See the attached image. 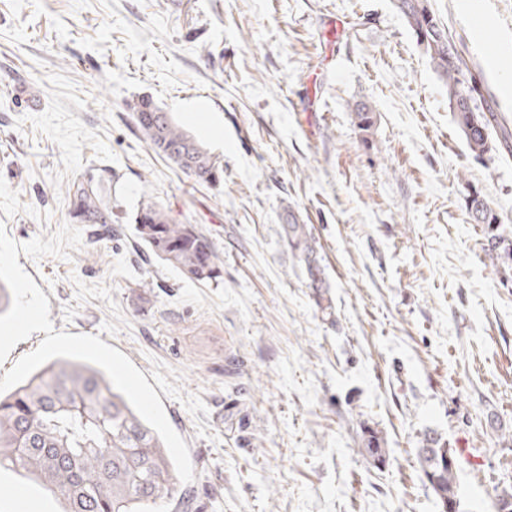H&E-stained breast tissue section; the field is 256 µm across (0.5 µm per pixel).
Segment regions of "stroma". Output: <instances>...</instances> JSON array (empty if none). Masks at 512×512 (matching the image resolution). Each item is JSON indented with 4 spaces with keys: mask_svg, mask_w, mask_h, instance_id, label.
<instances>
[{
    "mask_svg": "<svg viewBox=\"0 0 512 512\" xmlns=\"http://www.w3.org/2000/svg\"><path fill=\"white\" fill-rule=\"evenodd\" d=\"M430 5L494 113L485 161L391 0H0V226L50 236L89 178L118 216L81 225L69 257L18 262L55 331L127 355L186 442L194 478L157 512H441L428 433L456 453L462 512L512 485V271L465 205L479 187L512 236V0ZM143 95L218 159V186L145 142L127 108ZM148 200L213 242L218 281L148 252ZM290 212L330 312L282 238ZM23 499L59 512L1 469L0 512Z\"/></svg>",
    "mask_w": 512,
    "mask_h": 512,
    "instance_id": "stroma-1",
    "label": "stroma"
}]
</instances>
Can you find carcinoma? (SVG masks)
<instances>
[{
	"mask_svg": "<svg viewBox=\"0 0 512 512\" xmlns=\"http://www.w3.org/2000/svg\"><path fill=\"white\" fill-rule=\"evenodd\" d=\"M394 5L447 87L448 107L471 154L482 159L495 151L491 119L475 104L466 63L450 49L446 28L429 0H394ZM127 107L155 152L202 182L219 179V164L207 148L151 98L138 97ZM354 113L361 130L372 128L375 115L368 104H356ZM66 198L72 223H112V208L93 181L68 186ZM481 205L473 221L486 225L485 255L512 270V238L498 232V215L486 198ZM135 224L151 254L186 278L208 282L219 277L217 254L194 225L175 222L153 202L141 205ZM281 228L287 245L305 263L312 287H323L316 242L307 225L290 213ZM363 441L373 462H385L379 432L366 430ZM450 455L455 451L429 434L418 449L423 475L442 512L450 504L461 512L457 463H448ZM4 465L24 471L57 495L61 512H154L157 501L172 497L176 489L175 469L158 434L100 370L72 359H57L12 392L0 394V467Z\"/></svg>",
	"mask_w": 512,
	"mask_h": 512,
	"instance_id": "cac0c4a2",
	"label": "carcinoma"
}]
</instances>
